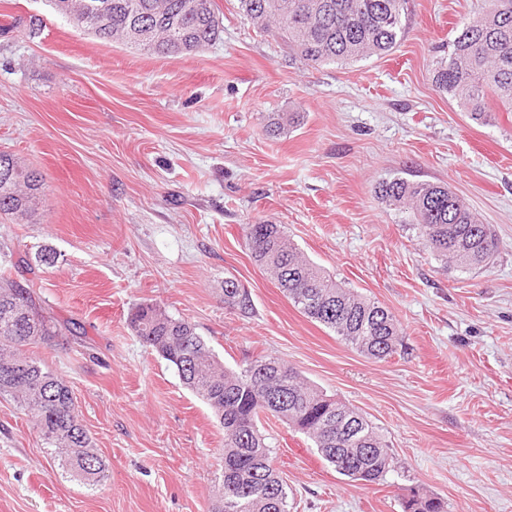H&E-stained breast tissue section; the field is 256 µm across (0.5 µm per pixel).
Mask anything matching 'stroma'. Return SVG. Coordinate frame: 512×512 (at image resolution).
Here are the masks:
<instances>
[{"mask_svg":"<svg viewBox=\"0 0 512 512\" xmlns=\"http://www.w3.org/2000/svg\"><path fill=\"white\" fill-rule=\"evenodd\" d=\"M215 4L216 42L164 58L77 30L46 0H0V152L46 182L28 217L0 216V266L18 248L52 255L37 269L42 304L85 336L34 354L72 388L108 465L97 486L73 478L0 397V512H212L224 432L130 329L143 302L192 322L226 367L276 358L379 427L396 467L366 485L262 421L290 512H403L412 495L512 512V112L476 123L431 74L475 0H410L393 53L317 69L238 0ZM275 112L303 118L272 137ZM402 171L449 185L493 225L491 267L448 269L419 245L375 193ZM264 221L388 307L403 348L368 358L301 313L245 244L243 224ZM229 277L251 313L225 308Z\"/></svg>","mask_w":512,"mask_h":512,"instance_id":"stroma-1","label":"stroma"}]
</instances>
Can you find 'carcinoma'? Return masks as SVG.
<instances>
[{"instance_id": "carcinoma-1", "label": "carcinoma", "mask_w": 512, "mask_h": 512, "mask_svg": "<svg viewBox=\"0 0 512 512\" xmlns=\"http://www.w3.org/2000/svg\"><path fill=\"white\" fill-rule=\"evenodd\" d=\"M47 2L77 29L158 56L191 54L221 33L214 0ZM476 2L472 17L448 42V56L435 62L432 81L471 120L487 124L491 102L512 110V0ZM239 7L315 68L391 53L405 33L409 0H239ZM297 123V113H278L269 118L267 132L278 135ZM3 162L0 156V214L24 216L32 211L44 178L23 164L7 171ZM376 193L404 214L418 243L433 255L465 272L493 262L499 247L494 229L448 186L394 175L380 181ZM242 231L254 260L308 318L370 358L384 359L402 345L395 315L307 260L282 225L244 224ZM26 272L35 273L26 255L0 268V397L17 400L61 467L94 486L105 478L107 466L80 421L72 390L28 353L74 329L46 311ZM224 285V304L249 313L248 291L233 278ZM129 325L209 405L224 429V467L214 512H288L284 481L271 464L270 445L259 428L265 418L308 435L321 457L353 481L376 483L394 467L388 445L370 420L307 385L280 360L260 356L229 370L193 324L154 303L136 305Z\"/></svg>"}]
</instances>
